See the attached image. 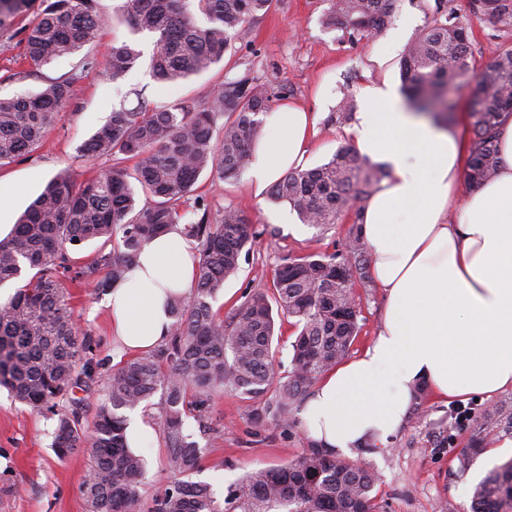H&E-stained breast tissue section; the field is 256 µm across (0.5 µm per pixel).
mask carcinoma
Segmentation results:
<instances>
[{
  "label": "carcinoma",
  "instance_id": "1",
  "mask_svg": "<svg viewBox=\"0 0 512 512\" xmlns=\"http://www.w3.org/2000/svg\"><path fill=\"white\" fill-rule=\"evenodd\" d=\"M326 25L351 40L380 35L398 0H329ZM482 14L512 21V0H476ZM273 0H123L102 15L97 0H0V27L20 15L33 16L23 30L25 59L35 67L77 54L100 41L109 26H126L134 35L152 37L149 74L162 85H175L208 71L235 44L247 41L256 19ZM143 51L133 41L115 40L103 60L85 56L86 67L102 65L117 81L129 74ZM403 94L408 106L433 125L450 128L457 105L448 88L470 86L466 113L472 131L466 182L475 188L497 171L496 133L512 115V49L497 52L482 66L472 60L468 31L448 0H435L432 23L401 60ZM77 76L48 82L35 93L0 97V165L42 146L49 127L76 95ZM146 87H132L112 107L108 120L78 148L91 161L103 155L112 169L80 180L63 172L52 178L27 206L10 234L0 240V285L30 276L0 304V386L37 411L56 416L53 443L65 460L83 451L90 462L81 485L88 512H380L374 489L378 476L367 463L334 455L312 441L289 463L255 468L227 488L223 501L210 484L196 481L204 464L198 435L208 423L212 398L231 390L257 402L253 421L277 425L294 411L320 377L341 363L361 332L352 271L360 287H371L367 269L372 255L358 228L365 202L385 177V166L368 161L353 145L341 146L326 163L288 173L269 190L276 203H287L299 220L327 230L352 214L345 239L333 250L278 257L272 294L242 296L230 320L213 310L224 281L241 268L268 225L254 224L235 207L212 221L208 204L186 220L192 187L205 171L224 181L237 176L253 156L260 115L270 107L268 88L249 71H226L207 100L156 105ZM224 118L215 135L218 118ZM135 162L128 171L122 163ZM145 202H140V198ZM184 225L199 254V276L187 296L172 294L170 337L153 353L125 361L98 391L90 423L83 422L84 398L96 383L102 363L63 285L68 278L107 294L123 281L143 244ZM97 241L99 248L78 264L69 251ZM295 328L290 369H273L274 313ZM160 395L159 430L167 447L170 481L142 493L145 463L125 436V409ZM194 419L198 431L189 428ZM512 430V413L487 414L470 447L456 458L468 467L472 455L490 444L498 430ZM471 512H512V461L491 471L474 487Z\"/></svg>",
  "mask_w": 512,
  "mask_h": 512
}]
</instances>
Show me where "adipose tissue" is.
Masks as SVG:
<instances>
[{
	"label": "adipose tissue",
	"mask_w": 512,
	"mask_h": 512,
	"mask_svg": "<svg viewBox=\"0 0 512 512\" xmlns=\"http://www.w3.org/2000/svg\"><path fill=\"white\" fill-rule=\"evenodd\" d=\"M318 119L288 103L266 116L273 135L247 172L255 194L305 165ZM351 133L361 154L387 167L360 226L386 304L376 336L328 372L299 412L308 436L338 455L385 447L418 383L444 402L512 390V116L498 129L496 176L468 193L465 138L419 122L391 83L361 89ZM197 277L182 225L144 243L106 296L121 348L145 353L166 342L167 296L189 292Z\"/></svg>",
	"instance_id": "1"
}]
</instances>
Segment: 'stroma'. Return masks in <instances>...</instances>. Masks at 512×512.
<instances>
[{
	"mask_svg": "<svg viewBox=\"0 0 512 512\" xmlns=\"http://www.w3.org/2000/svg\"><path fill=\"white\" fill-rule=\"evenodd\" d=\"M448 5L468 29L476 62L487 61L496 50L512 48V26L479 18L475 0H448ZM328 7V0H273L269 13L253 24L248 45L238 47L235 55L238 70L250 71L270 86L272 106L288 100L311 109L318 94L331 97L308 147L311 167L327 162L339 146L352 140L349 123L332 121L342 100H357L360 88L371 82H399L400 59L431 23L434 0H400L383 34L361 41L348 40L341 31L323 25ZM23 24L19 18L13 27L0 30L1 96L38 91L50 79L65 74H78L79 79L75 97L65 106L62 119L48 130L43 146L0 166V181L21 187L12 201L17 215L56 174L112 167L109 156L85 164L77 149L105 122L113 105L122 101L127 107L136 106V98L126 95L131 86L149 85L150 100L166 104L181 98L205 99L224 78L217 65L176 87L150 86L147 55L152 39L147 35L136 38L143 59L120 81L112 80L102 66L82 67L76 56L30 73L22 60L18 29ZM193 193L202 196L211 211L231 205L254 223L276 230L275 236L255 247L237 275L226 280L213 303L214 310L225 317L231 316L243 293L270 289L278 256L326 250L332 241L344 239L351 226L346 219L322 232L298 221L279 223L277 215L288 211V204L254 196L242 174L223 182L201 174ZM69 292L102 362L97 382L105 384L113 368L126 359L112 336L109 312L103 298L92 295L90 289L73 285ZM254 407V401L229 391L211 403L213 432L200 440L205 462L198 478L211 485L216 498H223L226 487L247 471L287 464L307 446L300 419L258 426L252 421ZM448 417V405L427 396L421 421H407L388 447L357 452L356 461L371 463L379 475L376 493L383 512H467L474 486L491 469L512 460L508 452L498 456L483 452L467 470H460L456 455L469 447L471 433L459 430L452 442H443L440 423ZM53 425L49 412L34 411L0 388V512H86L80 487L89 459L78 454L59 460L51 448Z\"/></svg>",
	"mask_w": 512,
	"mask_h": 512,
	"instance_id": "35a3bbf8",
	"label": "stroma"
}]
</instances>
